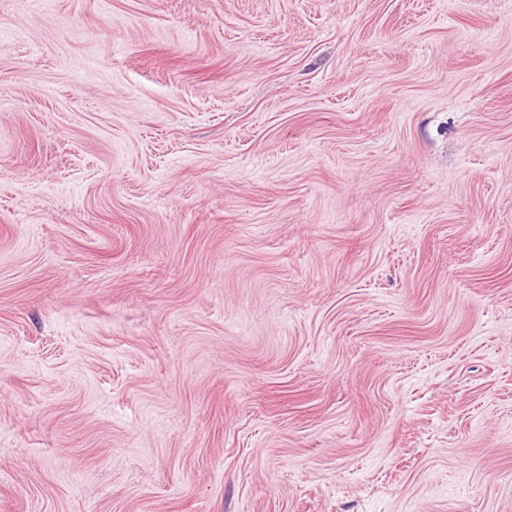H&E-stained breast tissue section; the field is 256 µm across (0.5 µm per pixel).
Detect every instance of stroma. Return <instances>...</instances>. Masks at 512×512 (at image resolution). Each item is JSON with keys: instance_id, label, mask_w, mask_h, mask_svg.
Here are the masks:
<instances>
[{"instance_id": "stroma-1", "label": "stroma", "mask_w": 512, "mask_h": 512, "mask_svg": "<svg viewBox=\"0 0 512 512\" xmlns=\"http://www.w3.org/2000/svg\"><path fill=\"white\" fill-rule=\"evenodd\" d=\"M0 512H512V0H0Z\"/></svg>"}]
</instances>
